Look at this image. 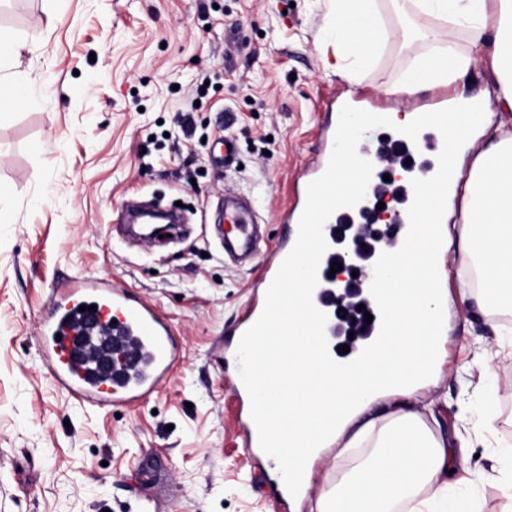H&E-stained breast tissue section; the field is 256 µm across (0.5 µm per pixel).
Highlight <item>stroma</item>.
<instances>
[{
    "label": "stroma",
    "instance_id": "obj_1",
    "mask_svg": "<svg viewBox=\"0 0 512 512\" xmlns=\"http://www.w3.org/2000/svg\"><path fill=\"white\" fill-rule=\"evenodd\" d=\"M327 0H13L0 27L40 36L13 73L28 94L0 114V512H312L341 444L313 465L304 499L270 495L267 465L246 448L245 403L223 343L261 292L260 268L336 101L362 95L386 111L441 93L484 95L487 132L461 151L471 167L489 134L512 135L484 62L459 83L387 94L427 52L394 38L357 85L326 67ZM231 136L225 164L220 136ZM253 202L255 258L224 257L215 225L224 194ZM186 205L182 235L143 245L124 236L120 205ZM117 281L152 303L179 356L158 392L121 409L56 387L36 332L51 292L75 278ZM487 357L492 377L478 365ZM428 425L473 444L471 474L449 498L498 512L488 482L512 426V313L474 302L448 312L442 361L410 400Z\"/></svg>",
    "mask_w": 512,
    "mask_h": 512
}]
</instances>
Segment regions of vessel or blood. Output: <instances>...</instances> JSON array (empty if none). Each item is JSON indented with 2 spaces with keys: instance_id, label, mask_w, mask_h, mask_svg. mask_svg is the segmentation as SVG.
I'll use <instances>...</instances> for the list:
<instances>
[{
  "instance_id": "obj_1",
  "label": "vessel or blood",
  "mask_w": 512,
  "mask_h": 512,
  "mask_svg": "<svg viewBox=\"0 0 512 512\" xmlns=\"http://www.w3.org/2000/svg\"><path fill=\"white\" fill-rule=\"evenodd\" d=\"M437 129L426 142L429 151L444 154L439 133L448 110L447 99L427 106ZM377 172L406 167L412 152L405 141L388 138L374 144ZM376 194L364 189H336V131L324 129L320 148L310 163L308 179L294 189V203L285 221L292 226V242L273 250L262 267V291L255 296L236 336L265 333L277 311L275 292L282 288L294 241L310 236L320 242L318 265L312 270L308 298L322 314L321 335H352V351L376 332L383 321L378 291H367L366 314L371 321L336 311V282L331 273L336 251L335 227L368 224ZM249 212L241 198L224 201V235L249 249ZM37 346L56 384L70 394L97 405H133L158 391L177 355L169 326L149 304L132 296L119 284L83 278L69 288L53 292L41 318Z\"/></svg>"
}]
</instances>
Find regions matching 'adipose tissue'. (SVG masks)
Returning <instances> with one entry per match:
<instances>
[{
  "instance_id": "adipose-tissue-1",
  "label": "adipose tissue",
  "mask_w": 512,
  "mask_h": 512,
  "mask_svg": "<svg viewBox=\"0 0 512 512\" xmlns=\"http://www.w3.org/2000/svg\"><path fill=\"white\" fill-rule=\"evenodd\" d=\"M394 12L414 24L428 44L388 94L410 96L464 77L475 59L447 41L466 33L473 46L490 45L496 97L512 110V0H389ZM389 39L379 0H329L323 53L337 73L358 83ZM362 112L340 122L348 153L336 167V187L364 184L367 161L352 142L366 126ZM448 179L417 177V201L406 216L400 249L376 262L385 312V336L357 360L317 370V315L307 305L306 286L315 266L314 242L303 240L288 268L283 290L287 307L276 314L267 336L252 337L243 351L251 412L272 436L271 458L282 478L309 489L311 462L342 437L373 396L386 392L411 398L431 369L434 346L445 335L443 312L456 297L479 308L512 310V136H490L469 173L448 153ZM457 188L466 208L458 237L438 224L447 187ZM458 251L473 279L459 296L441 286L433 254ZM356 460L318 497L314 512H433L448 500V474L466 467L465 451L449 447L418 412L401 408L366 421L350 438Z\"/></svg>"
}]
</instances>
